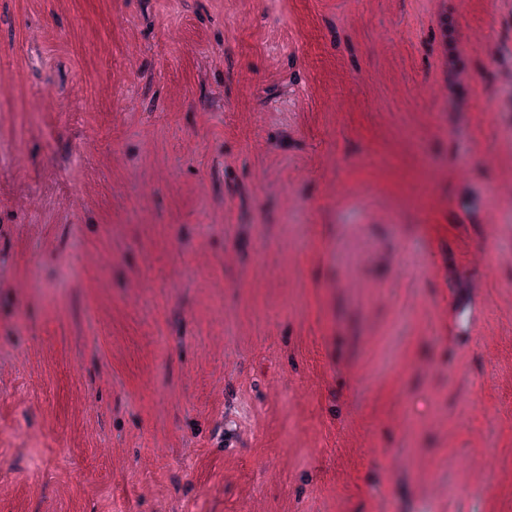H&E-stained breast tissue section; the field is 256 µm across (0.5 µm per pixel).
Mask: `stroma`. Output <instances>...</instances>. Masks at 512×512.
Instances as JSON below:
<instances>
[{
  "label": "stroma",
  "instance_id": "stroma-1",
  "mask_svg": "<svg viewBox=\"0 0 512 512\" xmlns=\"http://www.w3.org/2000/svg\"><path fill=\"white\" fill-rule=\"evenodd\" d=\"M403 9L0 0V512H512V132L428 136L441 232L397 194Z\"/></svg>",
  "mask_w": 512,
  "mask_h": 512
}]
</instances>
